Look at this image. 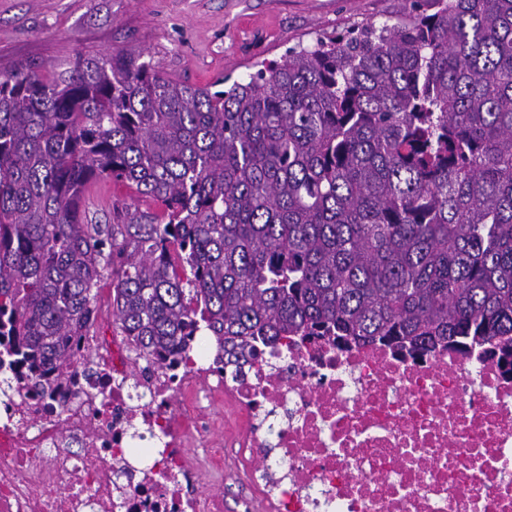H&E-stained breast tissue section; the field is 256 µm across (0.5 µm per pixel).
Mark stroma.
Wrapping results in <instances>:
<instances>
[{
    "label": "stroma",
    "instance_id": "35a3bbf8",
    "mask_svg": "<svg viewBox=\"0 0 512 512\" xmlns=\"http://www.w3.org/2000/svg\"><path fill=\"white\" fill-rule=\"evenodd\" d=\"M403 0H0V74L51 75L79 57L143 54L168 79L196 86L241 80L289 48L396 21ZM99 222L115 202L151 201L109 180L91 190Z\"/></svg>",
    "mask_w": 512,
    "mask_h": 512
}]
</instances>
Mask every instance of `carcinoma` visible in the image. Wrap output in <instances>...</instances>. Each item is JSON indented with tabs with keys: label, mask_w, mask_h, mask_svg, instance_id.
I'll list each match as a JSON object with an SVG mask.
<instances>
[{
	"label": "carcinoma",
	"mask_w": 512,
	"mask_h": 512,
	"mask_svg": "<svg viewBox=\"0 0 512 512\" xmlns=\"http://www.w3.org/2000/svg\"><path fill=\"white\" fill-rule=\"evenodd\" d=\"M229 89L141 54L0 77V358L46 392L87 356L100 283L158 361L333 337L512 365V0H418ZM122 183L162 211L88 188ZM91 197L94 204L90 208L91 213L94 212L101 224H108L107 222L112 220V201L125 202L130 211L157 208L151 201L137 197L125 186L113 183L111 180L98 182L91 190Z\"/></svg>",
	"instance_id": "obj_1"
}]
</instances>
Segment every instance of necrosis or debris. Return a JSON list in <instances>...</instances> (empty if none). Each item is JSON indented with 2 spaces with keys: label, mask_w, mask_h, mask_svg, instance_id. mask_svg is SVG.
<instances>
[{
  "label": "necrosis or debris",
  "mask_w": 512,
  "mask_h": 512,
  "mask_svg": "<svg viewBox=\"0 0 512 512\" xmlns=\"http://www.w3.org/2000/svg\"><path fill=\"white\" fill-rule=\"evenodd\" d=\"M83 343L64 402L0 390V512H224L194 470L269 512H512V368L490 353L291 340L235 376L205 339L174 362Z\"/></svg>",
  "instance_id": "1"
}]
</instances>
